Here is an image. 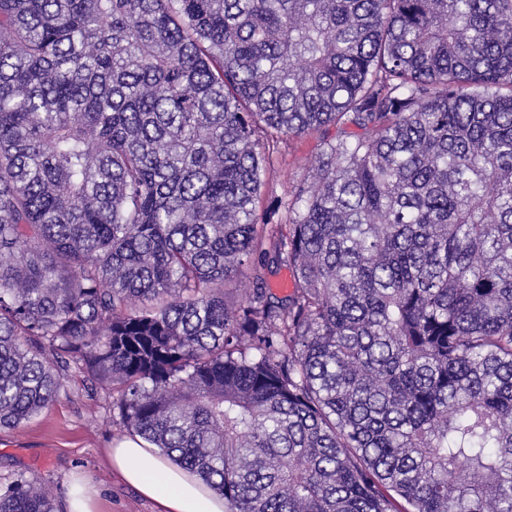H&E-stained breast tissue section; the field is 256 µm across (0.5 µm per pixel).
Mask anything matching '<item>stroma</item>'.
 <instances>
[{"label":"stroma","mask_w":512,"mask_h":512,"mask_svg":"<svg viewBox=\"0 0 512 512\" xmlns=\"http://www.w3.org/2000/svg\"><path fill=\"white\" fill-rule=\"evenodd\" d=\"M317 140L290 139L266 188L281 195L308 171ZM61 396L38 416L0 431V478L24 474L50 485L63 501L70 483L97 490L99 512H154L151 502L113 477L106 450L125 435L108 386H90L68 372Z\"/></svg>","instance_id":"obj_1"}]
</instances>
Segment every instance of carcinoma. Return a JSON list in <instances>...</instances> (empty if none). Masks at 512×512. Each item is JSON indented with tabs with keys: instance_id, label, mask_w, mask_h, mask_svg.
<instances>
[{
	"instance_id": "carcinoma-1",
	"label": "carcinoma",
	"mask_w": 512,
	"mask_h": 512,
	"mask_svg": "<svg viewBox=\"0 0 512 512\" xmlns=\"http://www.w3.org/2000/svg\"><path fill=\"white\" fill-rule=\"evenodd\" d=\"M72 367L224 512H512V0H0V429ZM315 136L291 138L276 164V172L266 188L269 195H282L308 171L309 160L316 151Z\"/></svg>"
}]
</instances>
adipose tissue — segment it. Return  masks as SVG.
I'll list each match as a JSON object with an SVG mask.
<instances>
[{
  "instance_id": "adipose-tissue-1",
  "label": "adipose tissue",
  "mask_w": 512,
  "mask_h": 512,
  "mask_svg": "<svg viewBox=\"0 0 512 512\" xmlns=\"http://www.w3.org/2000/svg\"><path fill=\"white\" fill-rule=\"evenodd\" d=\"M108 457L113 475L155 503L157 512H224L223 498L140 437L122 440Z\"/></svg>"
}]
</instances>
